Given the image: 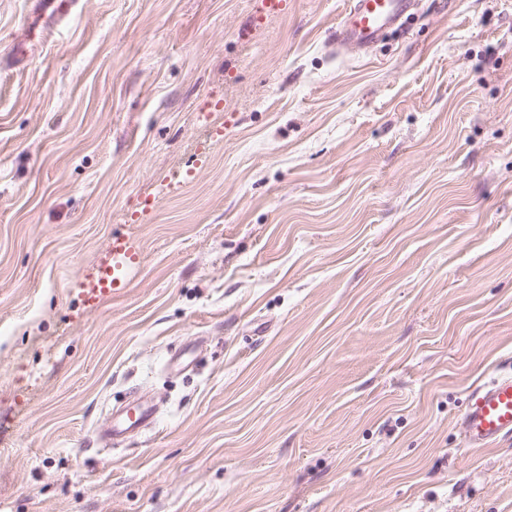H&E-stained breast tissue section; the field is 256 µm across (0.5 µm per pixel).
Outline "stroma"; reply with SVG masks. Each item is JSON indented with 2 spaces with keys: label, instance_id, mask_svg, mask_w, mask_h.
Returning a JSON list of instances; mask_svg holds the SVG:
<instances>
[{
  "label": "stroma",
  "instance_id": "1",
  "mask_svg": "<svg viewBox=\"0 0 512 512\" xmlns=\"http://www.w3.org/2000/svg\"><path fill=\"white\" fill-rule=\"evenodd\" d=\"M73 2L0 0V512H512V0ZM413 6L411 0H353L336 27V45L363 52L387 27L398 23ZM112 250L114 253L115 263L112 265V275L103 276L102 285L99 291V297L104 288H117L120 282L119 274L122 269L126 271L132 269L139 263L140 254L136 245L128 239H114L112 242ZM460 429L469 448H487L512 433L511 376L497 378L472 393ZM156 408L148 400H137L121 413H112L109 425L98 430V433L114 440L127 433L141 432L155 421Z\"/></svg>",
  "mask_w": 512,
  "mask_h": 512
}]
</instances>
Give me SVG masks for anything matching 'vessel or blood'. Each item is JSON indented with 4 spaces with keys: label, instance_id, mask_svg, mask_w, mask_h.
Listing matches in <instances>:
<instances>
[{
    "label": "vessel or blood",
    "instance_id": "vessel-or-blood-1",
    "mask_svg": "<svg viewBox=\"0 0 512 512\" xmlns=\"http://www.w3.org/2000/svg\"><path fill=\"white\" fill-rule=\"evenodd\" d=\"M412 7V0H352L336 28L338 46L363 52L376 43L387 27L398 23ZM115 262L104 284L117 287L121 270L135 267L140 259L136 245L127 239H114ZM156 408L147 400L135 401L122 412L113 414L109 425L100 433L115 439L128 433L140 432L155 421ZM460 429L465 444L471 448H486L501 436L512 433V377H500L476 389L461 418Z\"/></svg>",
    "mask_w": 512,
    "mask_h": 512
}]
</instances>
